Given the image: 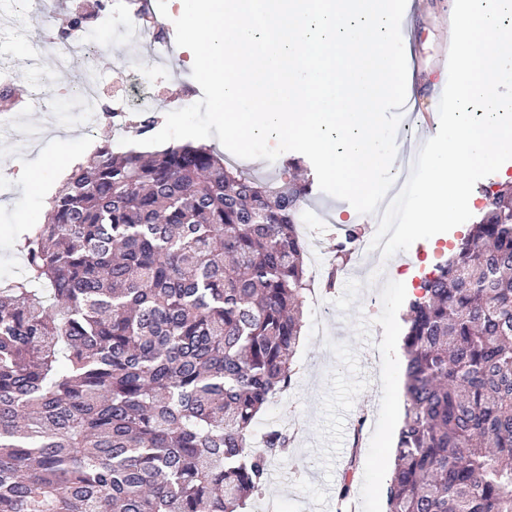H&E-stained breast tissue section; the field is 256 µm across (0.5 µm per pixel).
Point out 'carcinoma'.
I'll return each instance as SVG.
<instances>
[{"mask_svg": "<svg viewBox=\"0 0 512 512\" xmlns=\"http://www.w3.org/2000/svg\"><path fill=\"white\" fill-rule=\"evenodd\" d=\"M205 146L96 149L0 280V512H241L288 454L308 182ZM422 281L386 512H512V188ZM332 275L363 236L347 224Z\"/></svg>", "mask_w": 512, "mask_h": 512, "instance_id": "obj_1", "label": "carcinoma"}]
</instances>
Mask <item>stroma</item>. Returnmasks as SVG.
I'll list each match as a JSON object with an SVG mask.
<instances>
[{
    "label": "stroma",
    "instance_id": "1",
    "mask_svg": "<svg viewBox=\"0 0 512 512\" xmlns=\"http://www.w3.org/2000/svg\"><path fill=\"white\" fill-rule=\"evenodd\" d=\"M42 0H27L16 8L13 0H0V74L9 77L25 104L15 109L8 125H0V278L19 277L22 259L14 253L18 232L43 223L50 198L58 185L47 179L43 187L23 188L16 180L19 171L38 160L53 163L58 143L73 139L83 158H91L96 147L108 144L120 150V137L107 121L89 118L78 104L60 111L59 101L45 98L42 106L30 100L37 88L45 91L70 83L83 66L81 56H72L67 70L47 71L37 62L36 46L49 34V27L22 22L23 13L38 14ZM454 0H417L402 18L405 53L415 76V108L437 109L438 90L445 87L447 73L439 59L448 52V25ZM95 47L106 95L116 94L118 68H126L152 79L160 94L155 107L158 118L189 106L203 95L193 79L186 55L175 43L158 53L151 41L114 44L100 37ZM316 218L307 237L321 252L322 271H329L332 247L341 233L337 216L360 221L351 205L313 189L307 208ZM447 256L436 248L435 239L419 240L391 257L381 276L374 280L352 270L340 275L334 289L324 292L319 302H306L303 342L296 353L299 372L291 388L292 397L278 399L260 414L255 433L268 427L299 426L300 435L289 458L272 461L269 486L255 497L249 512H263L274 501L280 512H326L343 481L351 452V435L359 416L369 412L374 421L367 427L361 461L352 478L359 512H386L385 488L391 476L388 453L402 414L404 395L395 389L403 371L402 315L407 298L418 280L433 271ZM334 310L337 323L328 335L313 331L318 306Z\"/></svg>",
    "mask_w": 512,
    "mask_h": 512
}]
</instances>
